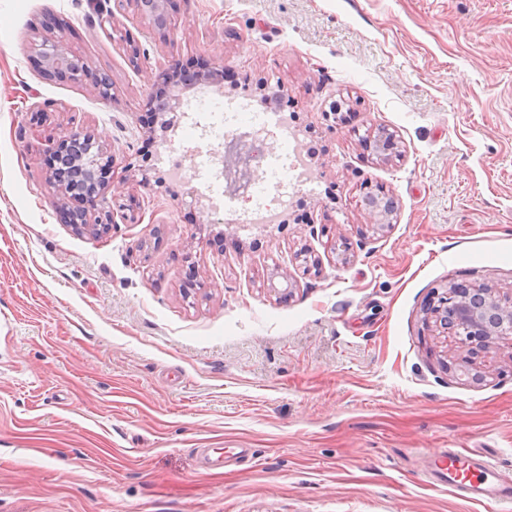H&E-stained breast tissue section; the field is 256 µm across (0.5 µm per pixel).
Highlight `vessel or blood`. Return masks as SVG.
<instances>
[{
	"mask_svg": "<svg viewBox=\"0 0 512 512\" xmlns=\"http://www.w3.org/2000/svg\"><path fill=\"white\" fill-rule=\"evenodd\" d=\"M427 482L445 488L460 498L486 505H512V482L503 479L485 456L448 449L425 471Z\"/></svg>",
	"mask_w": 512,
	"mask_h": 512,
	"instance_id": "vessel-or-blood-1",
	"label": "vessel or blood"
}]
</instances>
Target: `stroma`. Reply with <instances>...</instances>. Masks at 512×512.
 <instances>
[{"label": "stroma", "mask_w": 512, "mask_h": 512, "mask_svg": "<svg viewBox=\"0 0 512 512\" xmlns=\"http://www.w3.org/2000/svg\"><path fill=\"white\" fill-rule=\"evenodd\" d=\"M102 5L0 0V512H490L424 470L462 448L512 480V342L472 382L425 308L512 292V0H175L163 37ZM54 23L111 99L43 75ZM203 59L236 74L221 94L281 89L315 177L288 223L225 220L158 164L193 169L197 131L149 126L148 93ZM70 127L142 223L65 222L44 140ZM367 184L397 201L385 230Z\"/></svg>", "instance_id": "stroma-1"}]
</instances>
